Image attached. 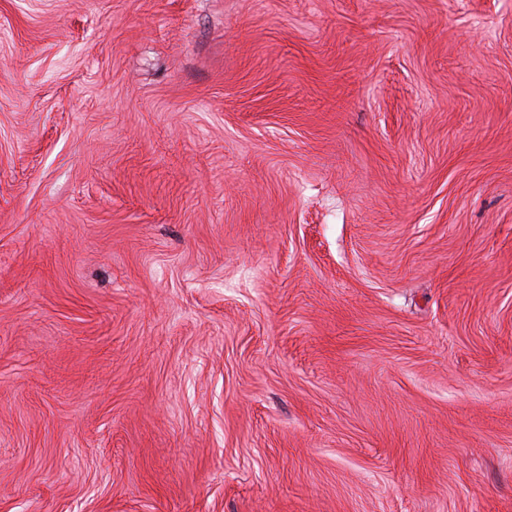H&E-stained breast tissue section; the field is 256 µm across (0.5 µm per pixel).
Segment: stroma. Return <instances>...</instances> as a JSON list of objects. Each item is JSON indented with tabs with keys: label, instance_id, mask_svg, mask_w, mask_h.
I'll use <instances>...</instances> for the list:
<instances>
[{
	"label": "stroma",
	"instance_id": "35a3bbf8",
	"mask_svg": "<svg viewBox=\"0 0 512 512\" xmlns=\"http://www.w3.org/2000/svg\"><path fill=\"white\" fill-rule=\"evenodd\" d=\"M0 512H512V0H0Z\"/></svg>",
	"mask_w": 512,
	"mask_h": 512
}]
</instances>
